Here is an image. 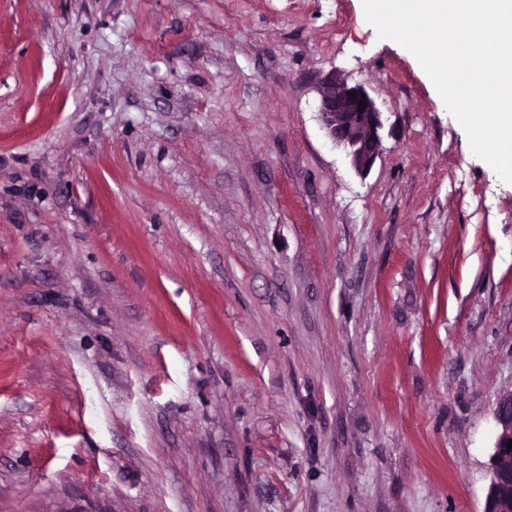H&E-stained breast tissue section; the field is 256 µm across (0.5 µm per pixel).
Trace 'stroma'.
Returning <instances> with one entry per match:
<instances>
[{
  "label": "stroma",
  "instance_id": "1",
  "mask_svg": "<svg viewBox=\"0 0 512 512\" xmlns=\"http://www.w3.org/2000/svg\"><path fill=\"white\" fill-rule=\"evenodd\" d=\"M509 391L512 184L362 0H0V512H484ZM349 93H355L350 98ZM365 95V99H362ZM366 106L359 112V102ZM319 120L327 137L342 147L358 174H368L378 156L382 112L362 85L348 86L336 80L323 93L318 107Z\"/></svg>",
  "mask_w": 512,
  "mask_h": 512
}]
</instances>
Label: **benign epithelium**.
Segmentation results:
<instances>
[{
  "label": "benign epithelium",
  "mask_w": 512,
  "mask_h": 512,
  "mask_svg": "<svg viewBox=\"0 0 512 512\" xmlns=\"http://www.w3.org/2000/svg\"><path fill=\"white\" fill-rule=\"evenodd\" d=\"M355 97H350V94ZM366 103L359 111V102ZM319 120L333 145L341 147L355 171L369 173L378 156L382 112L361 85L334 82L323 93L318 107ZM496 436L490 456V479L485 512H512V391L502 394L493 412Z\"/></svg>",
  "instance_id": "1"
}]
</instances>
